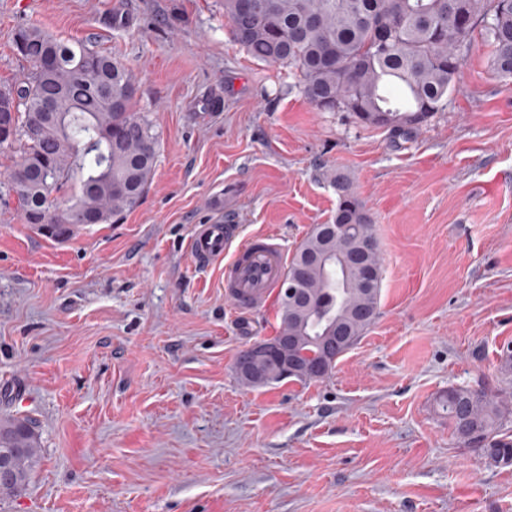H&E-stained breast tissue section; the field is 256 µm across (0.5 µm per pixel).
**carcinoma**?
<instances>
[{
  "label": "carcinoma",
  "mask_w": 512,
  "mask_h": 512,
  "mask_svg": "<svg viewBox=\"0 0 512 512\" xmlns=\"http://www.w3.org/2000/svg\"><path fill=\"white\" fill-rule=\"evenodd\" d=\"M224 0L237 42L253 57L286 63L300 78L304 96L320 111L349 112L361 122L412 139L420 126L445 110L464 53L480 30L495 73L512 78V0ZM15 49L32 67L22 83L0 88V100L18 99L19 115L6 145H19L20 160L7 175L26 223L43 231L55 225L63 239L82 229L86 213L100 223L133 209L144 196L157 158L158 139L148 116L134 109L137 88L129 68L86 43H65L29 26L16 34ZM70 181L77 190L67 204L53 193ZM338 204L329 224H315L288 261L279 289L281 333L299 336V351L320 353L328 370L357 344L374 321L381 290L379 249L365 258L376 272L371 286L346 285L306 259L319 236L343 252L375 238L373 224L348 182L336 179ZM346 228L338 231L336 225ZM317 311L301 325L299 299ZM344 335L324 346L330 324ZM459 442L496 465H512V392L450 387L440 401ZM39 434L27 418L0 417V457L7 477L0 498L21 494L39 465Z\"/></svg>",
  "instance_id": "obj_1"
}]
</instances>
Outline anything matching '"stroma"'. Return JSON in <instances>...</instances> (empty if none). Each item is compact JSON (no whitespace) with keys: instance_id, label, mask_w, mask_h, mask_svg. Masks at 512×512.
<instances>
[{"instance_id":"stroma-1","label":"stroma","mask_w":512,"mask_h":512,"mask_svg":"<svg viewBox=\"0 0 512 512\" xmlns=\"http://www.w3.org/2000/svg\"><path fill=\"white\" fill-rule=\"evenodd\" d=\"M129 67L158 137L140 203L66 241L0 193V415L41 461L0 512H512V466L455 437L437 402L493 393L512 342V81L474 38L444 111L412 141L322 112L288 65L252 58L224 0H0V86L19 29ZM344 177L374 225L378 313L325 378L251 387L241 351L276 302L239 313L196 225L294 253ZM236 233L234 224L222 221L200 224L190 241V253L199 267H207L224 257V251Z\"/></svg>"}]
</instances>
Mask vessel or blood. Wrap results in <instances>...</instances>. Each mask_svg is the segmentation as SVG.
I'll list each match as a JSON object with an SVG mask.
<instances>
[{"mask_svg":"<svg viewBox=\"0 0 512 512\" xmlns=\"http://www.w3.org/2000/svg\"><path fill=\"white\" fill-rule=\"evenodd\" d=\"M235 233V225L220 221L199 225L190 241L196 265L206 267L223 258ZM286 266V251L275 238L266 234L253 236L236 248L224 269L226 300L240 312L264 307L273 288L282 280Z\"/></svg>","mask_w":512,"mask_h":512,"instance_id":"b4317fda","label":"vessel or blood"}]
</instances>
